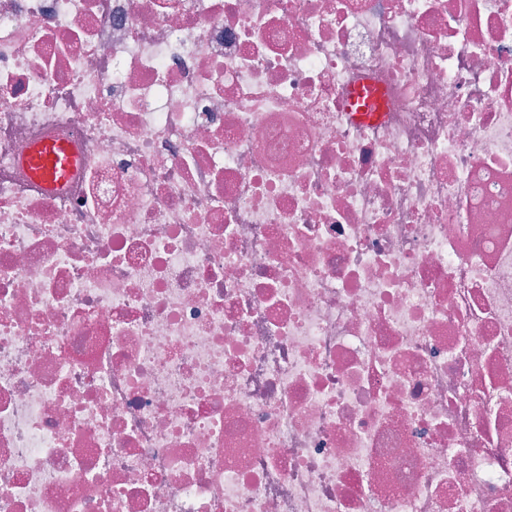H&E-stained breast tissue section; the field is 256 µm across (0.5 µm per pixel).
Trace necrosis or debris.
<instances>
[{"label": "necrosis or debris", "mask_w": 512, "mask_h": 512, "mask_svg": "<svg viewBox=\"0 0 512 512\" xmlns=\"http://www.w3.org/2000/svg\"><path fill=\"white\" fill-rule=\"evenodd\" d=\"M0 512H512V0H0ZM349 106L353 117L359 121H377L382 116L381 96L369 83H364L352 91ZM78 161V154L66 140L40 142L34 145L21 160L49 193H56L65 186Z\"/></svg>", "instance_id": "obj_1"}]
</instances>
